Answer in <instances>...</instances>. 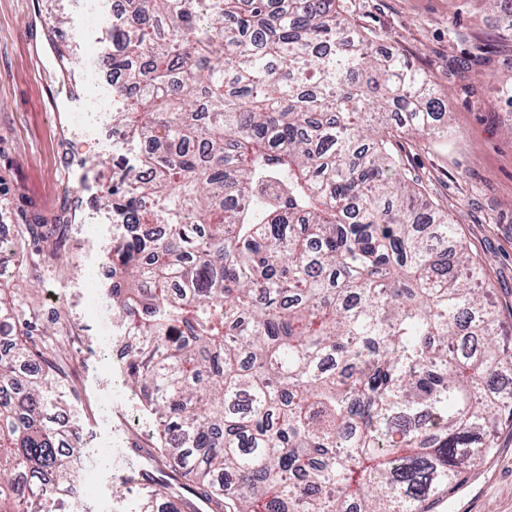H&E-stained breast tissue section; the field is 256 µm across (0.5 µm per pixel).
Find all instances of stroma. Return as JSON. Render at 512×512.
I'll use <instances>...</instances> for the list:
<instances>
[{
    "label": "stroma",
    "instance_id": "obj_1",
    "mask_svg": "<svg viewBox=\"0 0 512 512\" xmlns=\"http://www.w3.org/2000/svg\"><path fill=\"white\" fill-rule=\"evenodd\" d=\"M354 24L378 52L401 55L425 72L447 105L448 134L410 136L398 154L420 189L457 224L484 267L490 299L512 336V103L498 95L512 76V42L481 0H346ZM108 26L82 0H0V236L18 225H46L30 242L23 275L39 310L38 327L64 337L61 360L74 370L81 446L96 460L87 483L73 486L72 512H131L136 499L112 495L128 448L154 445L153 423L121 374L125 342L102 325L92 298L107 286L96 271L112 239L102 190L125 136L111 112L90 108L95 91L85 59L97 46L85 30ZM485 61L462 63L474 44ZM57 97L59 111L48 107ZM447 512H512V427L498 452L448 504Z\"/></svg>",
    "mask_w": 512,
    "mask_h": 512
}]
</instances>
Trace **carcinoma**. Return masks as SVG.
Instances as JSON below:
<instances>
[{
    "label": "carcinoma",
    "instance_id": "carcinoma-1",
    "mask_svg": "<svg viewBox=\"0 0 512 512\" xmlns=\"http://www.w3.org/2000/svg\"><path fill=\"white\" fill-rule=\"evenodd\" d=\"M505 17L512 0H483ZM103 63L123 377L158 446L137 512H435L512 424V347L456 225L392 151L445 101L343 0H126ZM0 257V512H69L58 345Z\"/></svg>",
    "mask_w": 512,
    "mask_h": 512
}]
</instances>
